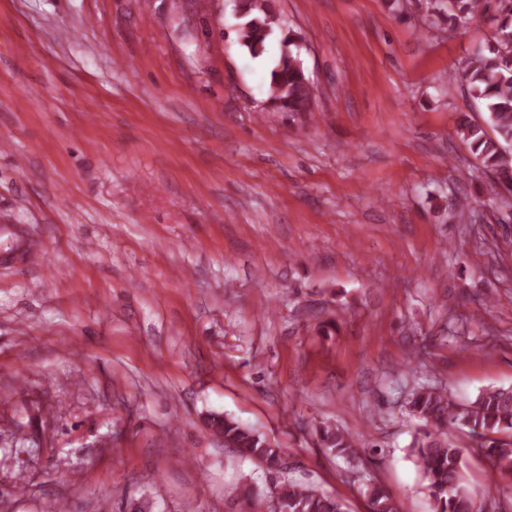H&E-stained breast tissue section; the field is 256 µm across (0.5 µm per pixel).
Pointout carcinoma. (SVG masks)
<instances>
[{
	"label": "carcinoma",
	"mask_w": 512,
	"mask_h": 512,
	"mask_svg": "<svg viewBox=\"0 0 512 512\" xmlns=\"http://www.w3.org/2000/svg\"><path fill=\"white\" fill-rule=\"evenodd\" d=\"M429 8L448 19V28L464 26L478 13L493 12L495 33L491 42L472 52L459 67L455 81L487 114V127L463 119L459 131L492 187L512 192V0H431ZM240 14L238 42L259 57L275 32L274 0H236ZM286 47L271 69L268 102L287 112H307L313 102L310 78L294 53L298 37L281 31ZM408 416L420 421L409 447L431 512H486L487 503L469 489L463 472V449L448 442L445 429H464L491 465L490 481L512 475V386L487 387L474 399L461 402L431 383L415 382L405 396ZM210 427L224 436V446L261 464L280 478L285 464L279 449L260 432L230 415H214ZM319 447L344 460L354 459L364 447L363 437L328 420L314 423ZM278 512H345L343 503L309 484H275ZM370 512H400L397 501L376 484L365 485Z\"/></svg>",
	"instance_id": "1"
}]
</instances>
